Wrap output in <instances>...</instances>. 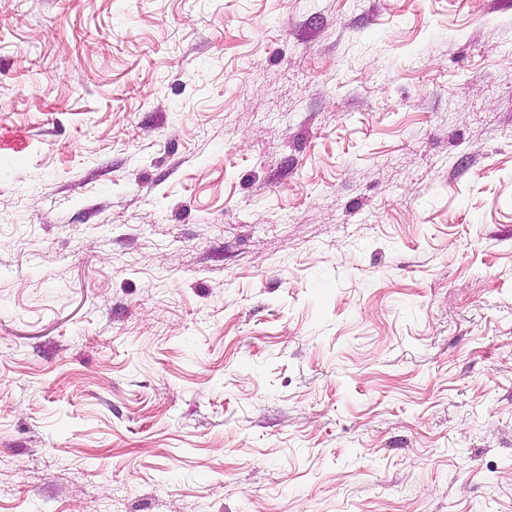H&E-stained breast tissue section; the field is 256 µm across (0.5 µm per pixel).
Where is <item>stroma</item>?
Segmentation results:
<instances>
[{"label": "stroma", "instance_id": "35a3bbf8", "mask_svg": "<svg viewBox=\"0 0 512 512\" xmlns=\"http://www.w3.org/2000/svg\"><path fill=\"white\" fill-rule=\"evenodd\" d=\"M512 512V0H0V512Z\"/></svg>", "mask_w": 512, "mask_h": 512}]
</instances>
